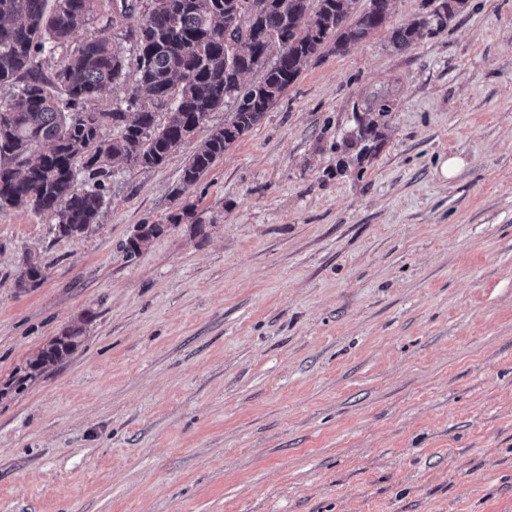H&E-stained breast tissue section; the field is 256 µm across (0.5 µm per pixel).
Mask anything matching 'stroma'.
<instances>
[{"mask_svg": "<svg viewBox=\"0 0 512 512\" xmlns=\"http://www.w3.org/2000/svg\"><path fill=\"white\" fill-rule=\"evenodd\" d=\"M437 3L324 47L192 186L187 146L119 166L80 237L0 210V512H512V0L394 49ZM189 202L207 238L125 258ZM379 134L377 131V121L372 118L368 121L360 122L357 130L350 135L349 141L362 145L363 153H373L379 147L377 143ZM167 224H140L138 232L129 236L122 244L123 252L126 258L133 260L136 258L149 243L167 229ZM46 279L44 267L33 256H28L19 276L18 285L21 288H35ZM85 320L66 328L61 336L51 339L42 350L28 362L25 379L40 375L47 366L67 359L82 343Z\"/></svg>", "mask_w": 512, "mask_h": 512, "instance_id": "obj_1", "label": "stroma"}]
</instances>
